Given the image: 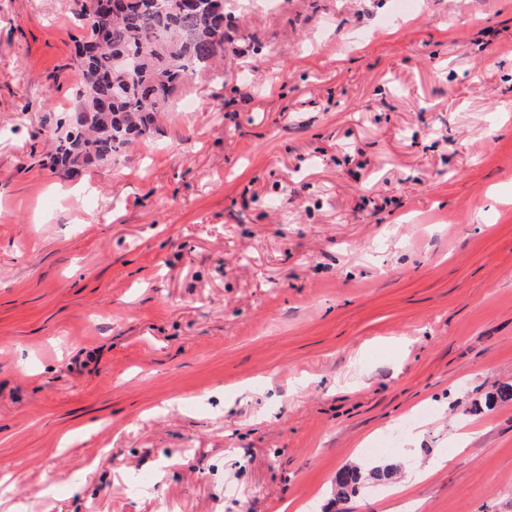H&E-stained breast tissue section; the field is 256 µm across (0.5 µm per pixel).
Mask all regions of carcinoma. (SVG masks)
Segmentation results:
<instances>
[{
    "instance_id": "obj_1",
    "label": "carcinoma",
    "mask_w": 512,
    "mask_h": 512,
    "mask_svg": "<svg viewBox=\"0 0 512 512\" xmlns=\"http://www.w3.org/2000/svg\"><path fill=\"white\" fill-rule=\"evenodd\" d=\"M198 2L183 9L175 0H126L114 13L97 9L94 0H75L88 20L75 59L82 86L73 111L47 130L52 166L78 173L116 161L152 137L159 114L196 71L226 63L231 24L214 10L224 0ZM400 469L393 463L366 471L347 467L336 478L338 498L367 478L386 483Z\"/></svg>"
}]
</instances>
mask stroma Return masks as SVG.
Segmentation results:
<instances>
[{"label": "stroma", "instance_id": "obj_1", "mask_svg": "<svg viewBox=\"0 0 512 512\" xmlns=\"http://www.w3.org/2000/svg\"><path fill=\"white\" fill-rule=\"evenodd\" d=\"M267 2L68 175L87 22L0 0V512H322L387 434L449 463L346 512H512V0Z\"/></svg>", "mask_w": 512, "mask_h": 512}]
</instances>
